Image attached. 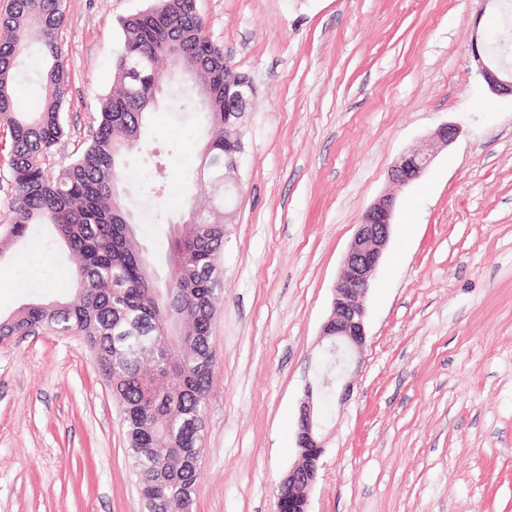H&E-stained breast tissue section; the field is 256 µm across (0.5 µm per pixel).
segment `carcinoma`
I'll use <instances>...</instances> for the list:
<instances>
[{
	"instance_id": "carcinoma-1",
	"label": "carcinoma",
	"mask_w": 512,
	"mask_h": 512,
	"mask_svg": "<svg viewBox=\"0 0 512 512\" xmlns=\"http://www.w3.org/2000/svg\"><path fill=\"white\" fill-rule=\"evenodd\" d=\"M64 20V0H11L0 18V122L9 132L0 150L8 156L11 191L0 258L33 224L52 225L75 258L69 299L28 304L11 328L0 318V336L32 325L84 337L121 407L146 512H185L200 469L193 460L204 452V430L195 424L206 410L215 361L211 322L224 293L216 267L230 200L224 122L236 128L244 113L224 111V51L206 34L196 0H156L122 20L115 83L100 100L97 128L76 158L50 175L48 160L65 135L69 72L58 37ZM487 31L489 55L512 54L506 18L492 16ZM33 46L47 96L40 109L25 111L16 103V69ZM164 60L185 78L183 109L205 116L208 136L196 172L210 194L206 207L189 205L195 223L171 238L170 294L160 300L159 284L144 276L145 257L117 189L156 101Z\"/></svg>"
}]
</instances>
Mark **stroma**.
Returning <instances> with one entry per match:
<instances>
[{"label":"stroma","mask_w":512,"mask_h":512,"mask_svg":"<svg viewBox=\"0 0 512 512\" xmlns=\"http://www.w3.org/2000/svg\"><path fill=\"white\" fill-rule=\"evenodd\" d=\"M153 0H66L72 161L114 81L120 21ZM211 39L256 95L244 118L241 192L219 259L224 295L192 512H276L297 460L321 327L364 210L395 160L443 124L460 136L398 191L367 296L350 394L324 412L310 512H512V96L470 52L484 0H196ZM169 82L127 156L137 239L168 280L173 225L200 197L201 114ZM162 186L152 220L141 185ZM33 226L0 261V315L67 298V252ZM0 512H145L118 402L83 337L0 342Z\"/></svg>","instance_id":"35a3bbf8"}]
</instances>
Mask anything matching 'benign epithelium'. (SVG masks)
Returning a JSON list of instances; mask_svg holds the SVG:
<instances>
[{
    "label": "benign epithelium",
    "instance_id": "1",
    "mask_svg": "<svg viewBox=\"0 0 512 512\" xmlns=\"http://www.w3.org/2000/svg\"><path fill=\"white\" fill-rule=\"evenodd\" d=\"M471 53L489 87L512 96V76L503 74L496 61L483 49V35L475 34ZM235 71L231 59L224 57V101L245 110L252 102L255 87L252 81L234 76ZM457 134V128L442 125L431 137L432 148L448 145ZM433 157L432 152L401 156L390 169L391 185L398 188L418 179ZM395 206L396 194L385 192L357 221L354 238L333 286L332 313L321 329V336L327 341L324 377L317 386H307L305 399L300 405L296 432L299 459L281 478V482L288 483L291 491L288 492V499L277 498L278 512H308V492L316 481L319 463L325 452L320 409L314 395H335V385L345 378L364 349L366 298L374 272L390 239Z\"/></svg>",
    "mask_w": 512,
    "mask_h": 512
}]
</instances>
